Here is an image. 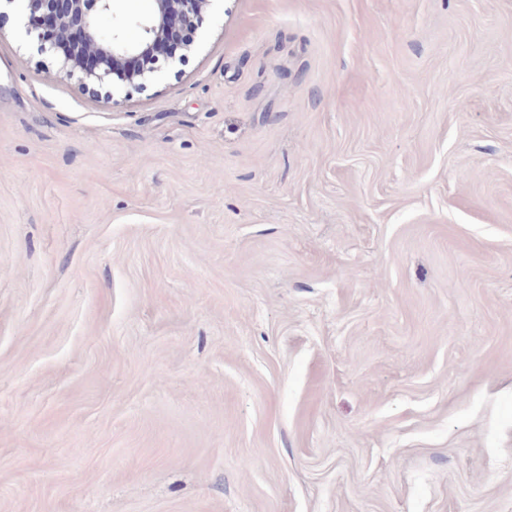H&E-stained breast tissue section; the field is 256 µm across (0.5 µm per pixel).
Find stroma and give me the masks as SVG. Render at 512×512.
Here are the masks:
<instances>
[{"label": "stroma", "mask_w": 512, "mask_h": 512, "mask_svg": "<svg viewBox=\"0 0 512 512\" xmlns=\"http://www.w3.org/2000/svg\"><path fill=\"white\" fill-rule=\"evenodd\" d=\"M0 15V512H512V0H218L58 77Z\"/></svg>", "instance_id": "stroma-1"}]
</instances>
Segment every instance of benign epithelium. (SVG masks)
Listing matches in <instances>:
<instances>
[{"instance_id":"1","label":"benign epithelium","mask_w":512,"mask_h":512,"mask_svg":"<svg viewBox=\"0 0 512 512\" xmlns=\"http://www.w3.org/2000/svg\"><path fill=\"white\" fill-rule=\"evenodd\" d=\"M41 3L40 13L26 8L24 29L33 38L40 54L50 56L62 77H77L85 86L112 84L119 90L126 85H145L158 78L160 61L173 64L190 52L189 44L160 59L153 57L156 47L165 43L184 25L202 26L215 0H153L150 14L135 22L139 37L127 34V22L114 16L113 0H26ZM77 29L81 33L80 52L64 54L56 42L45 37L51 31L66 36Z\"/></svg>"}]
</instances>
